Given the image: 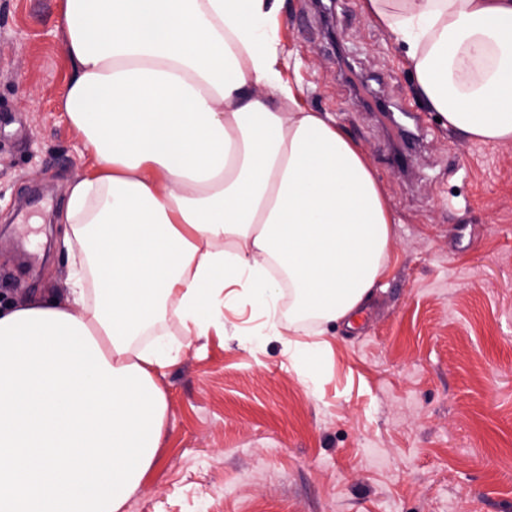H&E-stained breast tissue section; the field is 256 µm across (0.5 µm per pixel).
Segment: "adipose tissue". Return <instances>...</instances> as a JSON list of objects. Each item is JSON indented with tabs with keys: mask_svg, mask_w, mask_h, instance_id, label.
Wrapping results in <instances>:
<instances>
[{
	"mask_svg": "<svg viewBox=\"0 0 512 512\" xmlns=\"http://www.w3.org/2000/svg\"><path fill=\"white\" fill-rule=\"evenodd\" d=\"M362 3L450 129L512 140V0ZM282 7L61 0L60 107L95 163L63 214L72 299L0 307V512H122L180 358L141 339L170 319L208 335L232 285L273 334L284 295L298 332L371 303L393 220L365 151L283 77Z\"/></svg>",
	"mask_w": 512,
	"mask_h": 512,
	"instance_id": "adipose-tissue-1",
	"label": "adipose tissue"
}]
</instances>
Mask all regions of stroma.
Masks as SVG:
<instances>
[{
	"label": "stroma",
	"instance_id": "stroma-1",
	"mask_svg": "<svg viewBox=\"0 0 512 512\" xmlns=\"http://www.w3.org/2000/svg\"><path fill=\"white\" fill-rule=\"evenodd\" d=\"M285 0L279 65L365 151L392 212L389 268L355 323L264 333L228 299L160 384L157 464L124 512H512V140L462 138L417 96L405 47L360 0ZM60 0H0V302L69 295L61 216L91 159L58 106ZM413 113L372 117L358 85ZM319 345L304 382L287 342Z\"/></svg>",
	"mask_w": 512,
	"mask_h": 512
}]
</instances>
